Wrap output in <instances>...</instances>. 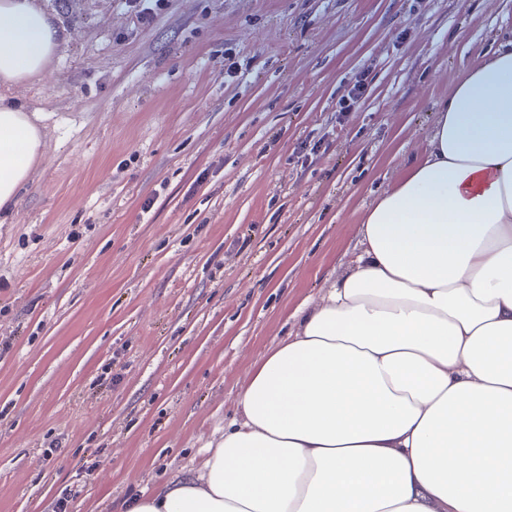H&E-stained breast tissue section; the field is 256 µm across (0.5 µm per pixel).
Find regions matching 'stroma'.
<instances>
[{
    "label": "stroma",
    "instance_id": "1",
    "mask_svg": "<svg viewBox=\"0 0 512 512\" xmlns=\"http://www.w3.org/2000/svg\"><path fill=\"white\" fill-rule=\"evenodd\" d=\"M43 2L66 39L12 91L47 149L0 219V512H117L237 417L512 0ZM164 1L165 0H127L125 4L128 8H133V13L138 24L146 27L153 23L157 16V11L161 10V7L165 3Z\"/></svg>",
    "mask_w": 512,
    "mask_h": 512
}]
</instances>
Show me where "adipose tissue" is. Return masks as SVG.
<instances>
[{
	"label": "adipose tissue",
	"mask_w": 512,
	"mask_h": 512,
	"mask_svg": "<svg viewBox=\"0 0 512 512\" xmlns=\"http://www.w3.org/2000/svg\"><path fill=\"white\" fill-rule=\"evenodd\" d=\"M64 29L0 0V84ZM0 96V210L44 151ZM350 271L252 369L239 420L123 512H512V47L467 67L426 154L366 208Z\"/></svg>",
	"instance_id": "obj_1"
}]
</instances>
